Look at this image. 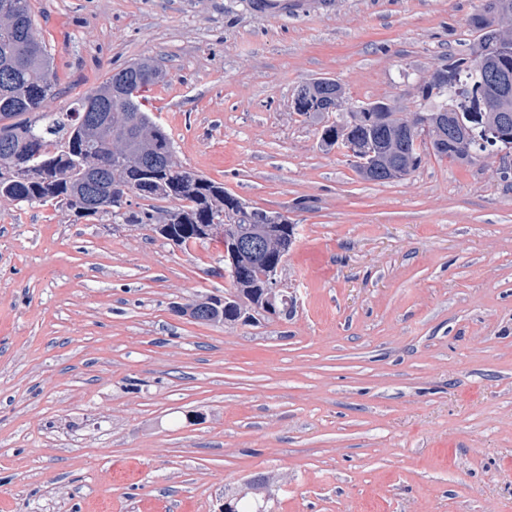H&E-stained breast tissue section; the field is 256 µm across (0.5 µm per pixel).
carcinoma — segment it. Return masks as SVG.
I'll use <instances>...</instances> for the list:
<instances>
[{
	"instance_id": "obj_1",
	"label": "carcinoma",
	"mask_w": 512,
	"mask_h": 512,
	"mask_svg": "<svg viewBox=\"0 0 512 512\" xmlns=\"http://www.w3.org/2000/svg\"><path fill=\"white\" fill-rule=\"evenodd\" d=\"M13 1L20 3L13 24H0V65L10 68L9 80L0 79V118L14 120L18 136L10 151H0V198L17 203L59 205L77 218L109 217L114 224H148L155 232L186 247L219 238L200 232L203 224L257 223L263 210L237 207V198L224 191V184L183 168L173 161V142L167 132L145 110V92L165 80L166 73L150 59H138L106 77L95 90L128 89V100L112 98L104 112L105 123L92 127L80 123L91 92L76 97L64 112H40L43 102L57 92L53 56L33 24L29 0H0V11ZM512 22V0H480V6L468 26L475 39L468 51L448 56L438 72L439 84L419 90L425 110L403 116L393 107L378 106L367 111L369 118L359 120L360 112L336 114V121L323 126L320 142L328 150L344 152L356 140H369L392 147V160L417 170L425 156L470 163L487 150L482 127L470 118L488 80L485 70L474 58L475 46L486 43L497 49L499 72L512 78V41L504 39V22ZM336 82L319 78L302 84L295 111L314 119L329 111ZM460 113L469 130L467 152H459L448 142V120L444 114ZM418 123L430 132L417 142L406 135L408 125ZM41 165L25 166L32 157ZM162 199L173 202L161 218L151 210H125L127 197ZM168 224L163 232L155 223ZM260 270L247 272L245 280L235 284V294L252 304L261 302ZM210 321L232 323L237 310H225L224 302L214 296L205 299ZM271 477L260 475L246 487L225 494L232 512H266L261 490Z\"/></svg>"
}]
</instances>
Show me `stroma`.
<instances>
[{
    "label": "stroma",
    "mask_w": 512,
    "mask_h": 512,
    "mask_svg": "<svg viewBox=\"0 0 512 512\" xmlns=\"http://www.w3.org/2000/svg\"><path fill=\"white\" fill-rule=\"evenodd\" d=\"M479 0H30L62 112L145 57L174 160L296 239L288 315L204 324L224 244L0 198V512H512V173L427 157L363 180L294 110L421 111ZM336 85L340 84L330 78H319L305 82L296 92L295 97L298 94H301V96L298 105L294 106L295 111L299 115L310 119L323 115V112H333V110H329V107L335 92L336 96L333 98V103L338 109L343 101V90L336 89ZM271 482V477L260 475L250 480L245 488L232 490L224 494L233 506L230 512H266L265 496H261V490Z\"/></svg>",
    "instance_id": "1"
}]
</instances>
